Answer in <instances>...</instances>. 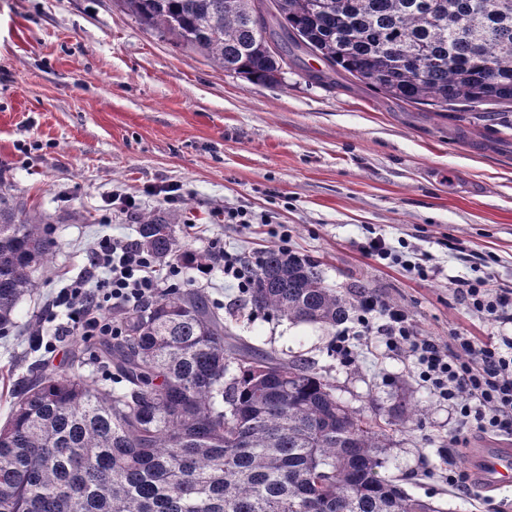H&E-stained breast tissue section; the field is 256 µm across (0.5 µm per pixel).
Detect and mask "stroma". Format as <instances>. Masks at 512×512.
Segmentation results:
<instances>
[{
	"label": "stroma",
	"instance_id": "1",
	"mask_svg": "<svg viewBox=\"0 0 512 512\" xmlns=\"http://www.w3.org/2000/svg\"><path fill=\"white\" fill-rule=\"evenodd\" d=\"M319 65L299 52L281 85L255 84L174 46L122 0H0V173L53 227L40 288L0 336V420L32 362L64 371L79 349L81 372L111 384L95 360L99 337L76 332L50 351L32 348L30 334H53L41 321L53 292L88 266L98 238H134L132 219L111 207L118 196L135 197L142 213H177L191 226L181 243L220 241L249 267L287 232L289 250L317 260L329 285L365 284L404 308L419 335L490 342L512 332L468 308L450 283L512 289V127L479 121L461 140L444 113L360 84L309 83L306 69ZM168 185L181 187L182 203L163 202ZM228 209L246 211L248 224L225 223ZM373 236L399 258L421 254L438 275L422 280L399 260L365 256L360 244ZM182 278L233 309L240 336L314 361L338 400L391 424L383 475L444 512H512V493L449 488V465L500 439L473 428L467 445H449L455 415L408 354L356 335L354 362L340 363L335 330L252 311L222 266L206 276L186 268ZM405 406L416 416L403 425Z\"/></svg>",
	"mask_w": 512,
	"mask_h": 512
}]
</instances>
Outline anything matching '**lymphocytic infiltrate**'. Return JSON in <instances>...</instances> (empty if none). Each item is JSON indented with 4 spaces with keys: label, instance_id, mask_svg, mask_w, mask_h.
<instances>
[{
    "label": "lymphocytic infiltrate",
    "instance_id": "lymphocytic-infiltrate-1",
    "mask_svg": "<svg viewBox=\"0 0 512 512\" xmlns=\"http://www.w3.org/2000/svg\"><path fill=\"white\" fill-rule=\"evenodd\" d=\"M95 281L77 279L51 301L49 318L64 316L56 336L81 331L86 336L112 335L119 328L107 310L137 304L158 295L165 285L155 259L129 242L109 235L92 250ZM456 295L477 313L501 325H512V289L487 288L485 281L453 278ZM358 333L380 335L387 348L409 353L417 376L454 409L459 426L454 443L465 442V429L512 434V336L479 342L452 336L447 343L415 333L407 312L374 292L363 293L357 305Z\"/></svg>",
    "mask_w": 512,
    "mask_h": 512
}]
</instances>
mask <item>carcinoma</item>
I'll list each match as a JSON object with an SVG mask.
<instances>
[{"label": "carcinoma", "instance_id": "cac0c4a2", "mask_svg": "<svg viewBox=\"0 0 512 512\" xmlns=\"http://www.w3.org/2000/svg\"><path fill=\"white\" fill-rule=\"evenodd\" d=\"M146 26L229 74L282 81L302 50L341 80L435 112L512 110V0H123ZM49 222L0 193V334L39 289ZM132 246L204 267L176 218L144 213ZM366 286H329L320 264L260 252L257 313L334 328ZM100 343L117 386L36 366L14 381L0 424V512H441L382 475L389 434L342 404L303 359L238 336L204 289L169 288L115 311Z\"/></svg>", "mask_w": 512, "mask_h": 512}]
</instances>
